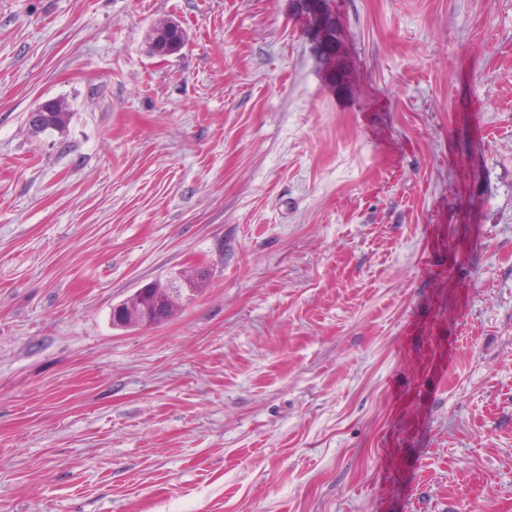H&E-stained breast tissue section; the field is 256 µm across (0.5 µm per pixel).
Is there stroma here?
Returning <instances> with one entry per match:
<instances>
[{
	"mask_svg": "<svg viewBox=\"0 0 512 512\" xmlns=\"http://www.w3.org/2000/svg\"><path fill=\"white\" fill-rule=\"evenodd\" d=\"M0 512H512V0H0ZM73 112L61 100H55L50 103L48 112L44 113V119L39 125L28 124L29 132L33 136H39L46 133L64 134L69 126ZM179 276L186 280L190 285V292L187 293L186 296H180L175 300H170L169 296L163 292H147L146 288H149V285L142 287L133 293L144 295L147 292V298L151 300L155 307H159L158 315L155 316L159 322L169 320L182 306H185V304H188L193 300L195 293L201 289L202 284L206 279L205 271H197L191 275L179 274Z\"/></svg>",
	"mask_w": 512,
	"mask_h": 512,
	"instance_id": "1",
	"label": "stroma"
}]
</instances>
